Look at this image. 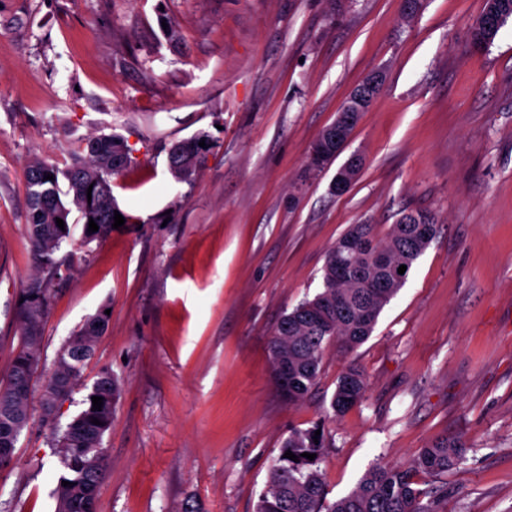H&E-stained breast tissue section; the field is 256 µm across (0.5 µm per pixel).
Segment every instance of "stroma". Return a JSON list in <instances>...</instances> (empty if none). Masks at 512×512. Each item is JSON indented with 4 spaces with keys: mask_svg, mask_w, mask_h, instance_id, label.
Returning a JSON list of instances; mask_svg holds the SVG:
<instances>
[{
    "mask_svg": "<svg viewBox=\"0 0 512 512\" xmlns=\"http://www.w3.org/2000/svg\"><path fill=\"white\" fill-rule=\"evenodd\" d=\"M485 0H0V387L19 347L16 307L36 276L25 169L69 165L102 134L133 162L112 191L137 221L83 248L49 287L43 388L69 337L111 316L83 384L121 383L104 435L98 512H254L290 430L323 424L329 499L377 462L404 464L463 436L442 512H512V21L492 46L465 43ZM175 25L168 34L167 25ZM384 85L339 162L363 158L349 191L307 167L310 145L370 73ZM212 144L173 178V142ZM438 232L353 350L330 345L305 401L279 395L267 344L322 286L350 225L385 237L402 211ZM368 390L328 411L348 364ZM40 396L0 471V512H55L60 466Z\"/></svg>",
    "mask_w": 512,
    "mask_h": 512,
    "instance_id": "obj_1",
    "label": "stroma"
}]
</instances>
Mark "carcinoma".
Listing matches in <instances>:
<instances>
[{
	"label": "carcinoma",
	"mask_w": 512,
	"mask_h": 512,
	"mask_svg": "<svg viewBox=\"0 0 512 512\" xmlns=\"http://www.w3.org/2000/svg\"><path fill=\"white\" fill-rule=\"evenodd\" d=\"M500 28L487 27L479 18L468 28V46L485 49L493 44ZM202 137L195 136L175 142L168 149L170 169L178 179L194 176L202 158L211 149L199 146ZM89 159L76 160L62 169L45 160L32 162L26 171V192L29 202V238L35 265L53 276L61 263L55 254L63 243L72 239L71 217L85 225L94 220L99 229L98 241L112 232L114 211L125 220L131 216L120 210L112 195V176L131 164V149L112 134L101 135L87 145ZM51 179H45V176ZM67 181L66 191L60 179ZM92 192H87V189ZM62 219L60 229L56 219ZM437 224L432 213L423 210L402 212L387 236L380 240L370 224L352 225L330 247L323 267L321 291L299 303L280 320L269 341L268 351L276 385L283 400L296 403L317 385L323 372L324 353L337 343L352 349L363 343L374 331L384 307L405 285L409 271L434 238ZM17 311L21 344L8 373L7 384L0 387V448L3 447L4 426L13 416H30L33 378L38 368L43 322L52 304L48 282L35 278L25 288ZM40 296L36 300L32 295ZM107 307H102L89 321L81 336L92 337L86 353L64 360L45 384L41 398L44 419L54 397L70 396L78 386L82 369L95 351V345L108 323ZM368 387L367 376L355 365L346 366L336 379L330 402L333 415L340 416L362 401ZM120 395L119 381L108 369L101 370L94 380L81 411L67 428H56L52 439L66 440L59 451L63 473L55 489V512H86L89 494L95 492L106 472V453L101 443L112 426L113 405ZM103 398L101 410H93L92 397ZM100 424L95 425L91 419ZM316 424L305 430H294L283 441L280 456L271 467L268 482L259 496L255 512H438L443 489L436 485L448 472L458 469L467 459L468 447L459 437L438 439L422 448L407 466L379 462L369 468L355 487L333 502L327 501L321 463L329 446L327 436L313 439ZM298 457H283L286 452ZM315 455L309 460L302 456ZM68 481L72 486H64Z\"/></svg>",
	"instance_id": "1"
}]
</instances>
